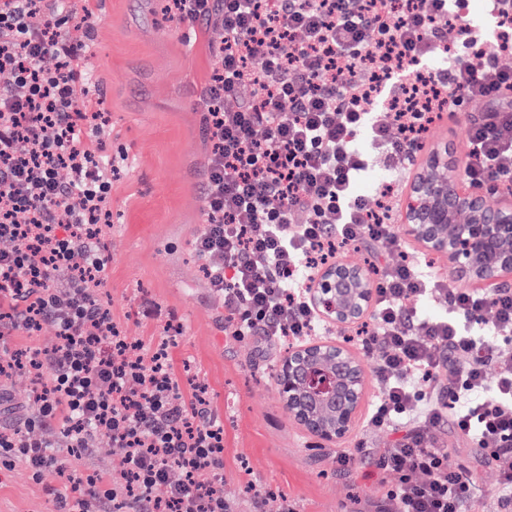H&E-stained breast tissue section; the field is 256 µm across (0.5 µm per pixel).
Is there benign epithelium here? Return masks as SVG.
Masks as SVG:
<instances>
[{
    "label": "benign epithelium",
    "instance_id": "benign-epithelium-1",
    "mask_svg": "<svg viewBox=\"0 0 512 512\" xmlns=\"http://www.w3.org/2000/svg\"><path fill=\"white\" fill-rule=\"evenodd\" d=\"M414 174L400 203L402 234L448 264L467 285L512 286V197L489 179L465 186L464 168L441 141L414 150ZM500 196L497 203L488 199ZM311 305L333 326H351L374 300L369 273L348 262L319 270L308 289ZM274 380L288 415L321 446L339 444L355 428L367 396L364 360L343 343L313 339L279 360Z\"/></svg>",
    "mask_w": 512,
    "mask_h": 512
}]
</instances>
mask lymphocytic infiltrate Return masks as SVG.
Listing matches in <instances>:
<instances>
[{"label":"lymphocytic infiltrate","mask_w":512,"mask_h":512,"mask_svg":"<svg viewBox=\"0 0 512 512\" xmlns=\"http://www.w3.org/2000/svg\"><path fill=\"white\" fill-rule=\"evenodd\" d=\"M170 2L180 23L219 33L221 65L198 101L210 150L195 251L231 335L298 342L325 333L307 299L319 260L346 245L397 243L387 189L444 114L496 103L469 128L465 172L472 185L494 178L512 191V69L497 52L476 68L468 51L445 46L436 20L453 16L457 0H277L271 11L261 0ZM60 14L56 0H0V71L12 77L0 87V240L11 244L0 250V299L24 304L8 313L7 330L49 320L58 335L27 359L0 347V410L14 406L13 368L49 378L24 430L0 431V462L37 479L67 474L61 512H103L114 500L123 512H234L220 489L224 425L208 415L205 387L183 395L168 341L130 360L86 286L108 262L96 238L112 172L85 134L107 119L98 109L90 123L76 119L95 17L82 9L79 34L69 35ZM366 141L384 156L378 171L363 158ZM437 301L447 313L421 315ZM363 347L380 390L369 425L413 426L381 456L394 512H484L468 470L448 468L430 439L446 415L496 470V512H512V291L457 287L404 253L379 269ZM449 351L466 354L465 365L449 369ZM55 423L73 448L103 435L124 448L104 487L66 471L54 443L38 437ZM203 471L209 481H199ZM162 485L166 497H155Z\"/></svg>","instance_id":"1"}]
</instances>
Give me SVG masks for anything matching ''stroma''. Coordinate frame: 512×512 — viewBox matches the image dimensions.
Returning a JSON list of instances; mask_svg holds the SVG:
<instances>
[{"instance_id":"obj_1","label":"stroma","mask_w":512,"mask_h":512,"mask_svg":"<svg viewBox=\"0 0 512 512\" xmlns=\"http://www.w3.org/2000/svg\"><path fill=\"white\" fill-rule=\"evenodd\" d=\"M98 19L84 66L86 98L110 115L92 142L111 148L120 170L112 179L109 257L96 288L130 345L150 343L168 321L180 331L169 355L183 393L206 386L210 413L224 424L225 499L239 512H380L391 474L379 465L383 449L405 434L357 424L339 445L316 448L280 402L274 370L287 344L236 339L224 328V305L211 291L194 251L205 222L203 188L209 141L202 114L188 92H202L218 66L209 26L163 22L160 0H89ZM484 103H473L431 130L448 140L458 159L468 153L469 126ZM67 468L107 474L122 455L106 437L74 457L60 426L44 428ZM436 435L449 468L467 467L474 495L494 512L496 474L465 438L443 420ZM353 454L349 467L340 454ZM65 478L38 481L23 467H0V512H57Z\"/></svg>"}]
</instances>
